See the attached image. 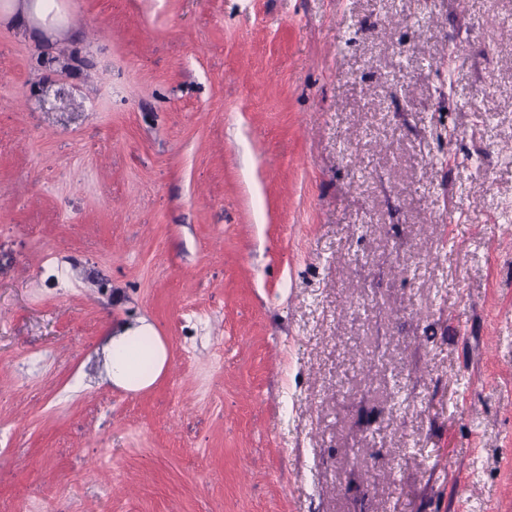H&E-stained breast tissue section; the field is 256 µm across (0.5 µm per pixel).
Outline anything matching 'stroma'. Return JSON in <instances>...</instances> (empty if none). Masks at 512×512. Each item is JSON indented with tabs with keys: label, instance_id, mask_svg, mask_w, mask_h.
I'll return each mask as SVG.
<instances>
[{
	"label": "stroma",
	"instance_id": "35a3bbf8",
	"mask_svg": "<svg viewBox=\"0 0 512 512\" xmlns=\"http://www.w3.org/2000/svg\"><path fill=\"white\" fill-rule=\"evenodd\" d=\"M58 2L0 20V512H512V0ZM144 327L128 330L124 335L112 338L108 354L109 375L117 385L129 390H139L152 384L166 363V350L158 338L146 336ZM149 341L145 349L138 343ZM150 365L141 371L143 363Z\"/></svg>",
	"mask_w": 512,
	"mask_h": 512
}]
</instances>
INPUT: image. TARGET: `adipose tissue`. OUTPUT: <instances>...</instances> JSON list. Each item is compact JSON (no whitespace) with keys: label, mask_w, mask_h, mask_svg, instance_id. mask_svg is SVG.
<instances>
[{"label":"adipose tissue","mask_w":512,"mask_h":512,"mask_svg":"<svg viewBox=\"0 0 512 512\" xmlns=\"http://www.w3.org/2000/svg\"><path fill=\"white\" fill-rule=\"evenodd\" d=\"M166 359V350L160 340L148 337L145 328H135L113 338L108 371L115 384L139 390L154 382Z\"/></svg>","instance_id":"1"}]
</instances>
